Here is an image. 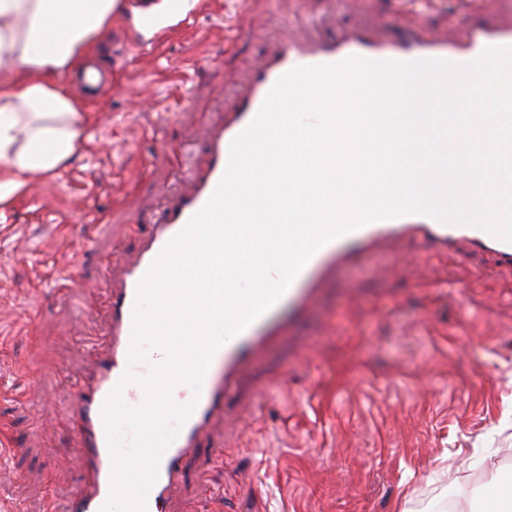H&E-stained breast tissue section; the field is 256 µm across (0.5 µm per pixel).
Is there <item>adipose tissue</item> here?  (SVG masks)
Instances as JSON below:
<instances>
[{
  "label": "adipose tissue",
  "mask_w": 512,
  "mask_h": 512,
  "mask_svg": "<svg viewBox=\"0 0 512 512\" xmlns=\"http://www.w3.org/2000/svg\"><path fill=\"white\" fill-rule=\"evenodd\" d=\"M170 0H0V207L25 177L73 155L84 105L54 80L81 68L112 18L167 14Z\"/></svg>",
  "instance_id": "ef3b65f1"
}]
</instances>
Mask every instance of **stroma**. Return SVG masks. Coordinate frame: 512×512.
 <instances>
[{
	"label": "stroma",
	"mask_w": 512,
	"mask_h": 512,
	"mask_svg": "<svg viewBox=\"0 0 512 512\" xmlns=\"http://www.w3.org/2000/svg\"><path fill=\"white\" fill-rule=\"evenodd\" d=\"M373 6L206 0L189 32L115 66L140 32L113 19L97 56L112 75L85 103L75 154L30 175L0 213V512H52L80 483L81 441L49 419L75 402L70 377L97 369L81 338L110 327L103 268L135 258L160 205L188 190L178 163L203 165L208 129L253 65L289 37L381 21L393 38L459 40L471 26L456 0L424 18L397 14L396 0ZM378 257L324 279L292 335L254 361L165 512H189L207 479L224 486L208 512H418L450 490L458 512H495L512 463V272L417 239ZM72 271L81 288L59 292ZM277 377L257 407L253 391Z\"/></svg>",
	"instance_id": "stroma-1"
}]
</instances>
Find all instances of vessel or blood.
<instances>
[{"mask_svg": "<svg viewBox=\"0 0 512 512\" xmlns=\"http://www.w3.org/2000/svg\"><path fill=\"white\" fill-rule=\"evenodd\" d=\"M493 46L512 47V29L491 30L480 26L472 29L463 43L445 38L393 39L378 34L367 37L360 33L332 41L290 39L273 55L253 66L234 106L225 113L223 121L212 128L207 161L204 167L190 174L192 191L158 213L136 257L122 266L119 282H112L108 277L103 280L104 285L111 288V323L109 331L92 344L98 371L92 378L76 379L77 405L56 417L57 422L82 438L78 452L82 481L69 493L60 512H102L108 502L113 457L102 416L104 405L117 390L128 406H141L140 378L149 374L151 365L165 359L164 351L154 348L148 362L134 365L129 362L139 285L169 243L207 205L226 172L231 142L255 119L277 80L298 66L334 65L352 57L400 61L442 59L464 64ZM409 238L422 239L428 248L443 252L470 245L512 270V243L477 226L447 224L410 213L367 222L322 245L289 284L280 298L281 304L287 305L292 313H299L322 278L353 261L354 255L347 250V243H357L362 251L370 253L380 246ZM276 313V308H269L217 348L204 374L200 392H193L185 383L174 387V402L192 405L193 411L160 458L156 479L146 498L145 512H162L166 506L169 492L181 481L192 451L199 447L213 418L223 413L226 399L239 388L253 357L270 345L281 331L282 323L276 320ZM128 373L133 374L135 380L127 384L123 378Z\"/></svg>", "mask_w": 512, "mask_h": 512, "instance_id": "obj_1", "label": "vessel or blood"}]
</instances>
